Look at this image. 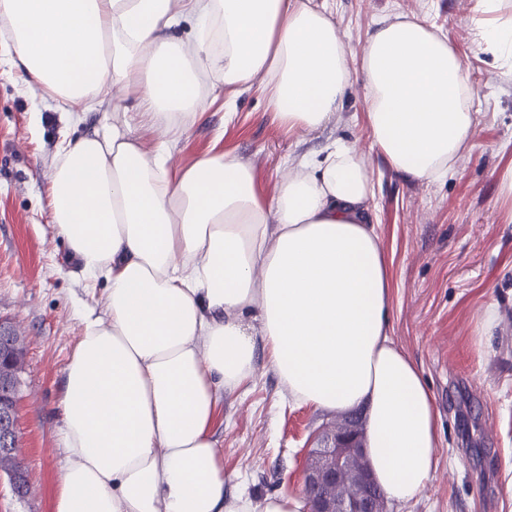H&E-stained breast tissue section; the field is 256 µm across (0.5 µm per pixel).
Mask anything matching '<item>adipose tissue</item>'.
Here are the masks:
<instances>
[{
    "label": "adipose tissue",
    "mask_w": 512,
    "mask_h": 512,
    "mask_svg": "<svg viewBox=\"0 0 512 512\" xmlns=\"http://www.w3.org/2000/svg\"><path fill=\"white\" fill-rule=\"evenodd\" d=\"M188 22L193 37L173 38ZM0 28L29 82L69 104L68 121L99 114L61 140L49 174L58 235L106 285L63 371L55 512H297L287 496L224 494L213 421L255 379L260 346L295 402L362 412L384 496L418 499L437 467L439 414L391 335L365 158L334 143L294 160L267 201L251 167L221 153L171 176L168 140L206 109L212 75L260 86L291 130L330 122L358 77L391 169L446 180L475 134V90L447 42L417 18L383 24L354 73L308 0H0ZM141 126L161 133L154 148Z\"/></svg>",
    "instance_id": "obj_1"
}]
</instances>
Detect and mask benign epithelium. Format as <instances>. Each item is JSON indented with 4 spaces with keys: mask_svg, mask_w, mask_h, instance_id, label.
<instances>
[{
    "mask_svg": "<svg viewBox=\"0 0 512 512\" xmlns=\"http://www.w3.org/2000/svg\"><path fill=\"white\" fill-rule=\"evenodd\" d=\"M11 329L0 324V453H9L19 435L17 392L20 378L11 352ZM314 448L307 449L305 512H382L370 469L359 467L363 443L357 428L334 423L322 427Z\"/></svg>",
    "mask_w": 512,
    "mask_h": 512,
    "instance_id": "benign-epithelium-1",
    "label": "benign epithelium"
}]
</instances>
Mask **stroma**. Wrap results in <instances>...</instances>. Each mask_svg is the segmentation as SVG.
<instances>
[{"mask_svg":"<svg viewBox=\"0 0 512 512\" xmlns=\"http://www.w3.org/2000/svg\"><path fill=\"white\" fill-rule=\"evenodd\" d=\"M342 35L358 70L375 27L398 17L426 21L461 57L477 92L476 137L443 182L391 171L374 148L364 99L353 81L334 119L286 130L257 88L213 103L170 142L173 173L215 151L247 163L254 188L273 199L292 160L342 141L366 158L377 185L371 217L390 261L391 335L418 364L440 412L443 442L434 478L418 501L390 512H512V203L499 178L512 168V64L479 42V18L463 0H310ZM468 39H459L460 31ZM0 35V321L17 327L26 356L17 403L20 457L30 495L18 501L0 473V512H54L65 465L59 382L104 282L85 279L51 222L49 169L59 132L92 130L98 115L66 124L65 107L28 87L9 65ZM500 314L487 346L472 343L488 306ZM331 414L289 400L266 358L252 383L225 396L214 422L224 454L225 495L303 494L305 450Z\"/></svg>","mask_w":512,"mask_h":512,"instance_id":"1","label":"stroma"}]
</instances>
